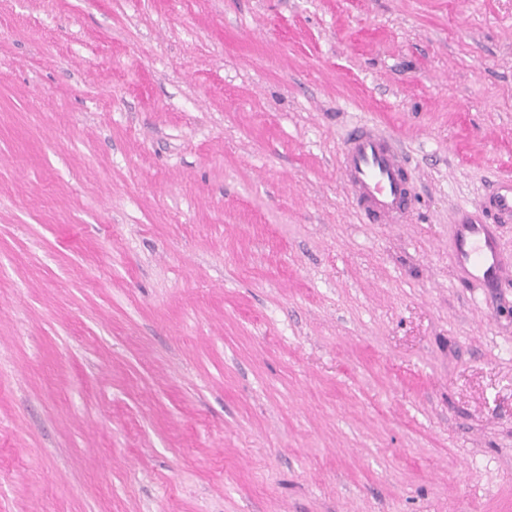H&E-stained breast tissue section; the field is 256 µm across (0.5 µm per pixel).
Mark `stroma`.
Segmentation results:
<instances>
[{
  "mask_svg": "<svg viewBox=\"0 0 512 512\" xmlns=\"http://www.w3.org/2000/svg\"><path fill=\"white\" fill-rule=\"evenodd\" d=\"M498 177L512 0H0V512H512ZM343 173L360 216L371 223L404 224L414 208L406 157L375 129L355 127L342 150ZM512 223V179H495L475 212L461 209L457 217L456 262L468 281L492 285L502 279L505 265L489 228Z\"/></svg>",
  "mask_w": 512,
  "mask_h": 512,
  "instance_id": "35a3bbf8",
  "label": "stroma"
}]
</instances>
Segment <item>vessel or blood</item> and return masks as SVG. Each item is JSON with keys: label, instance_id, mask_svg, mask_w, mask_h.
Segmentation results:
<instances>
[{"label": "vessel or blood", "instance_id": "obj_1", "mask_svg": "<svg viewBox=\"0 0 512 512\" xmlns=\"http://www.w3.org/2000/svg\"><path fill=\"white\" fill-rule=\"evenodd\" d=\"M343 173L360 216L372 223H406L415 197L406 157L375 129L355 127L342 150ZM512 223V179L494 180L476 210L457 217L456 262L469 281L491 285L502 279L505 265L490 231Z\"/></svg>", "mask_w": 512, "mask_h": 512}]
</instances>
